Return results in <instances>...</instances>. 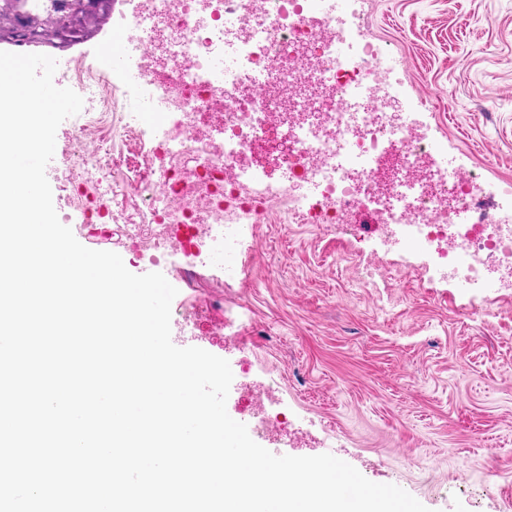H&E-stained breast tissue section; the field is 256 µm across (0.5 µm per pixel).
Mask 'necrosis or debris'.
Masks as SVG:
<instances>
[{"mask_svg": "<svg viewBox=\"0 0 512 512\" xmlns=\"http://www.w3.org/2000/svg\"><path fill=\"white\" fill-rule=\"evenodd\" d=\"M347 35L327 0H113L122 64L83 55L64 73L84 106L63 153V216L231 288L239 271L224 261L248 253L257 211L335 228L364 211L380 235L363 284L391 287L399 242L432 275L512 288V183L441 169L432 137L391 108L396 61L366 40L343 52ZM240 402L255 438L288 431L271 388L242 385Z\"/></svg>", "mask_w": 512, "mask_h": 512, "instance_id": "1", "label": "necrosis or debris"}]
</instances>
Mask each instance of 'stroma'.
<instances>
[{
  "instance_id": "obj_1",
  "label": "stroma",
  "mask_w": 512,
  "mask_h": 512,
  "mask_svg": "<svg viewBox=\"0 0 512 512\" xmlns=\"http://www.w3.org/2000/svg\"><path fill=\"white\" fill-rule=\"evenodd\" d=\"M356 34L397 60L399 105L456 165L487 185L512 182V0H358ZM358 236L313 224H256L262 250L223 291L198 275L174 307H220L241 341L199 348L275 380L298 424L332 455L394 484L431 512H512V289L489 297L416 277L414 252L391 253L402 285L352 281L368 261Z\"/></svg>"
}]
</instances>
